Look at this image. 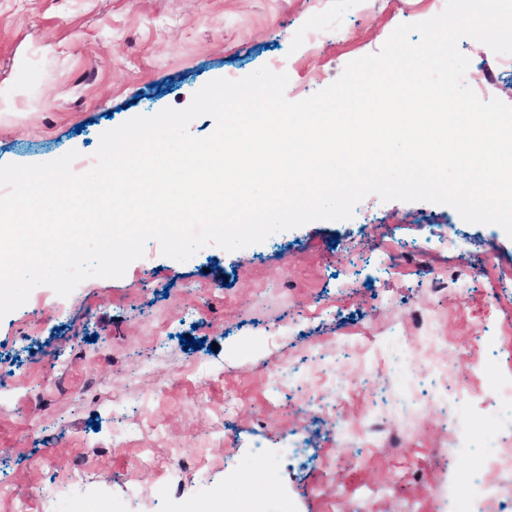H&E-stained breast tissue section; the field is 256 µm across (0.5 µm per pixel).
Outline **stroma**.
I'll list each match as a JSON object with an SVG mask.
<instances>
[{
    "label": "stroma",
    "instance_id": "stroma-1",
    "mask_svg": "<svg viewBox=\"0 0 512 512\" xmlns=\"http://www.w3.org/2000/svg\"><path fill=\"white\" fill-rule=\"evenodd\" d=\"M441 11L438 0H0V165L74 150L73 171L87 172L103 132L264 66L287 73L289 100L305 99L398 25ZM458 48L464 84L512 105L504 56L467 36ZM492 307L512 312V238L447 205L372 194L350 219L233 252L208 245L190 262L148 240L123 277L87 279L65 298L38 286L0 319V485L34 500L74 477L97 506L130 512H225L282 492L286 512H442L482 465L456 439L504 440L512 467V422L494 418L490 394L512 376V345ZM429 327L455 372L444 386L400 368ZM315 353L343 355L352 384L382 362L380 395L331 410L272 388V371ZM462 385L470 403L435 422L430 402ZM404 389L427 408L386 414L401 454L365 446L368 405ZM298 439L305 463L278 460L271 483L254 473L256 446ZM143 448L174 478L138 462ZM212 484L224 502L203 496Z\"/></svg>",
    "mask_w": 512,
    "mask_h": 512
}]
</instances>
